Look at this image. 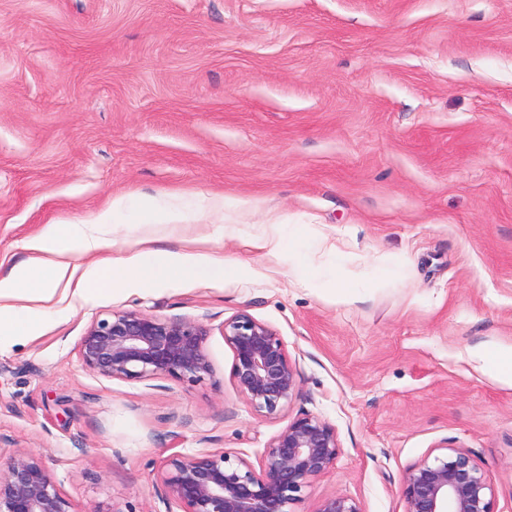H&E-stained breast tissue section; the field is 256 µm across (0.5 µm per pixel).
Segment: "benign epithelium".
I'll return each instance as SVG.
<instances>
[{"instance_id": "benign-epithelium-1", "label": "benign epithelium", "mask_w": 512, "mask_h": 512, "mask_svg": "<svg viewBox=\"0 0 512 512\" xmlns=\"http://www.w3.org/2000/svg\"><path fill=\"white\" fill-rule=\"evenodd\" d=\"M233 352L231 376L252 408L279 416L297 390V370L283 340L247 313L221 327ZM210 329L194 320L169 321L136 312L113 313L91 323L79 355L107 378L141 380L159 375L198 382L212 373L206 349ZM425 457L401 475L404 512H494L491 474L462 448ZM341 453L336 428L301 414L265 448L260 470L223 450L205 456L174 454L162 479L165 497L182 512H295L311 481L328 472ZM0 512H72L70 501L30 453L12 456L0 470ZM317 512H363L343 494L324 498Z\"/></svg>"}]
</instances>
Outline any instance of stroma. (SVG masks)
Segmentation results:
<instances>
[{"label": "stroma", "mask_w": 512, "mask_h": 512, "mask_svg": "<svg viewBox=\"0 0 512 512\" xmlns=\"http://www.w3.org/2000/svg\"><path fill=\"white\" fill-rule=\"evenodd\" d=\"M118 194L169 200L170 222L118 219L72 265L147 240L237 270L58 297L61 318L0 352L1 466L41 457L74 512H168L169 456L257 465L304 412L342 451L297 512L335 493L404 512L403 471L444 443L512 512V385L475 355L512 346V0H0V265ZM279 224L358 299L251 247ZM129 311L206 325L211 375L86 369L90 324ZM242 312L297 368L275 418L231 378L220 328Z\"/></svg>", "instance_id": "stroma-1"}]
</instances>
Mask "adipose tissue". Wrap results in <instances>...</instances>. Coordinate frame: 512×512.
<instances>
[{
    "instance_id": "1",
    "label": "adipose tissue",
    "mask_w": 512,
    "mask_h": 512,
    "mask_svg": "<svg viewBox=\"0 0 512 512\" xmlns=\"http://www.w3.org/2000/svg\"><path fill=\"white\" fill-rule=\"evenodd\" d=\"M127 207V198L120 196L92 224H48L26 240L28 259L0 275V349L36 333L64 283H75L76 295L89 301L123 285L152 289L179 280H221L231 273V265L207 255L145 250L91 266L74 278L65 255L108 247L111 226Z\"/></svg>"
}]
</instances>
